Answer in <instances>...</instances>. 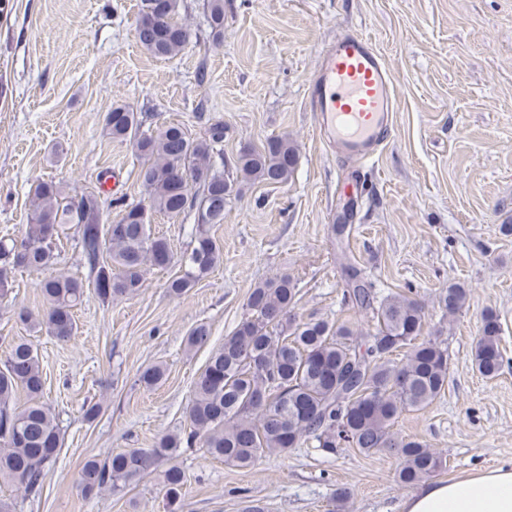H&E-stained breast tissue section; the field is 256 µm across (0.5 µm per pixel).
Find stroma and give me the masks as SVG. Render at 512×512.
Masks as SVG:
<instances>
[{
    "mask_svg": "<svg viewBox=\"0 0 512 512\" xmlns=\"http://www.w3.org/2000/svg\"><path fill=\"white\" fill-rule=\"evenodd\" d=\"M140 0H8L0 9V238L20 236L28 190L63 183L70 196L94 189L111 168L103 219L146 204L141 160L103 134L112 104L130 106L145 130L178 123L192 137L223 121L224 154L285 136L298 148L287 183L257 184L224 208L212 228L220 263L182 298L167 291L171 270L150 269L131 297H89L78 330L60 341L24 328L14 311L43 309L37 275L16 270L10 301L0 303V357L32 341L46 373L43 400L55 412L63 446L37 495L21 498L0 480L15 512H402L409 489L398 462L354 448L327 454L310 445L238 469L181 448L188 481L169 500L155 465L123 490L84 497L78 473L89 458L153 447L187 429L185 409L209 349L187 350L191 328L207 324L218 347L245 317L253 286L286 274L297 284L301 319L365 330L368 311L347 305L348 270L379 296L413 289L426 328L448 348V385L427 409L393 426L446 456L443 479L512 464V0H224V37L214 40L205 0H180L191 42L162 59L135 37ZM355 31L390 65L399 110L382 153L365 168L367 194L350 187L320 140L308 107L320 48ZM346 223L343 237L331 227ZM470 290L445 317L436 296L450 282ZM501 325L506 364L492 379L472 361L483 317ZM163 365L148 389L140 373ZM100 404L92 421L85 410Z\"/></svg>",
    "mask_w": 512,
    "mask_h": 512,
    "instance_id": "stroma-1",
    "label": "stroma"
}]
</instances>
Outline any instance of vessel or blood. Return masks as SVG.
Here are the masks:
<instances>
[{
  "label": "vessel or blood",
  "mask_w": 512,
  "mask_h": 512,
  "mask_svg": "<svg viewBox=\"0 0 512 512\" xmlns=\"http://www.w3.org/2000/svg\"><path fill=\"white\" fill-rule=\"evenodd\" d=\"M309 99L333 154L359 163L380 155L398 100L393 73L367 37L344 33L320 50Z\"/></svg>",
  "instance_id": "obj_1"
}]
</instances>
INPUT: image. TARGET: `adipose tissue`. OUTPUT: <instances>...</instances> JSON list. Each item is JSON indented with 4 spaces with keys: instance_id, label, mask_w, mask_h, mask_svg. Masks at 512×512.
<instances>
[{
    "instance_id": "adipose-tissue-1",
    "label": "adipose tissue",
    "mask_w": 512,
    "mask_h": 512,
    "mask_svg": "<svg viewBox=\"0 0 512 512\" xmlns=\"http://www.w3.org/2000/svg\"><path fill=\"white\" fill-rule=\"evenodd\" d=\"M403 512H512V467L428 482L405 501Z\"/></svg>"
}]
</instances>
